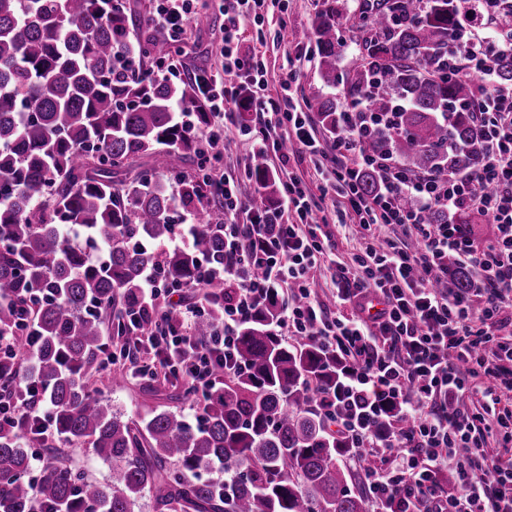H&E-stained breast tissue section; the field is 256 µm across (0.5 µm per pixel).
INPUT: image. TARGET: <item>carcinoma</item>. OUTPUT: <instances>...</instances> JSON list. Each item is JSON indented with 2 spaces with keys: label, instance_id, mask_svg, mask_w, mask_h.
Returning a JSON list of instances; mask_svg holds the SVG:
<instances>
[{
  "label": "carcinoma",
  "instance_id": "1",
  "mask_svg": "<svg viewBox=\"0 0 512 512\" xmlns=\"http://www.w3.org/2000/svg\"><path fill=\"white\" fill-rule=\"evenodd\" d=\"M340 0H322L302 39L315 43L323 85L336 86L344 43ZM479 15L476 0H376L365 4L364 69L347 80L381 123L366 148L384 150L415 171L468 172L484 161L485 132L473 120L477 79L450 72L451 35ZM171 47L149 32L128 0H0V335H21L33 317L41 344L31 375L46 390L51 422L69 442L87 440L116 472L112 488L87 480L59 456L37 487L28 479L23 435L0 426V512H135L152 493L157 512H368L338 461L346 442L314 408L310 380L329 387L339 363L317 343L274 336L284 308L272 293L239 328L244 370L203 395L191 422L163 410L124 420L90 388L103 336L122 331L120 305L141 301L143 276L159 262L167 278L194 280L198 258L224 264V206L211 179L185 165L203 160L178 113L208 124L195 78L172 81L146 61ZM500 84L512 83V55L489 49ZM323 127L336 131V100L315 98ZM162 168L174 178L157 176ZM251 176L274 205L279 188L260 164ZM184 217L197 225L187 249L166 248ZM77 227L107 252L94 262L62 227ZM448 277L470 273L448 256ZM209 335L224 314V282L209 285ZM231 478L218 494L202 472Z\"/></svg>",
  "mask_w": 512,
  "mask_h": 512
}]
</instances>
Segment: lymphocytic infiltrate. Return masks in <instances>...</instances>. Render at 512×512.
<instances>
[{
	"label": "lymphocytic infiltrate",
	"instance_id": "lymphocytic-infiltrate-1",
	"mask_svg": "<svg viewBox=\"0 0 512 512\" xmlns=\"http://www.w3.org/2000/svg\"><path fill=\"white\" fill-rule=\"evenodd\" d=\"M200 0H155L153 20L165 38L186 34ZM263 0H224V76L204 80L211 120L196 128L191 113L180 115L204 145L222 142L239 110L255 116L259 135L251 156L282 152L285 142L308 157L342 197L340 224L355 222L363 243L350 262L336 265V307L327 309L310 283L322 266L329 242L320 236L318 206L308 187L292 179L281 206L261 209L239 185L220 175L224 199V263L199 259L195 280L170 282L147 270L142 304L125 315L134 339L120 336L105 347L99 368L122 366L134 378H163L208 392L218 374L242 370L238 328L251 321L269 290L290 292L277 321L283 340L315 341L341 359L332 386H312L318 411L349 441L348 460L369 456L365 469L371 512H512V86L491 84L483 66L487 38L455 37L452 67L477 74L475 118L486 132L482 165L464 174L417 173L365 142L372 115L352 107L339 113L338 136L327 143L295 95L293 80L270 97L268 71L256 51L241 48V29ZM378 179L376 194L360 184L363 170ZM468 209L493 228L492 238L461 232L456 224H431L433 209ZM401 235H383V227ZM471 273L470 288L435 287L430 272L445 268L448 256ZM255 269L247 278L242 268ZM229 289L224 315L208 338L195 334L208 313L204 289L214 280ZM196 294L187 303L188 294ZM478 396L473 407L449 406V399ZM19 404L0 399V422L35 425L46 432L45 396L25 383ZM404 423L400 436L377 431L384 410Z\"/></svg>",
	"mask_w": 512,
	"mask_h": 512
}]
</instances>
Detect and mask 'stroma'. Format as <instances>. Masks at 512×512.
<instances>
[{
  "instance_id": "35a3bbf8",
  "label": "stroma",
  "mask_w": 512,
  "mask_h": 512,
  "mask_svg": "<svg viewBox=\"0 0 512 512\" xmlns=\"http://www.w3.org/2000/svg\"><path fill=\"white\" fill-rule=\"evenodd\" d=\"M320 4L321 0H288V9L284 12L268 5L263 11L262 25L246 24L244 46L248 49L258 48L264 52L269 72L270 97H277L279 81L289 69L290 58L295 57L298 52V36L310 27ZM359 16L360 0H347L338 19V28L345 49L338 65L342 80L333 88L332 94L338 108L342 110L350 106L346 79L357 70L361 59L364 30ZM223 22L222 0H207L206 7L191 22L184 39L179 43L178 54L173 57L174 64L182 74L205 71L216 76L222 75ZM247 152L245 137L240 129H229L219 167L221 171L237 180L243 194L258 198L261 197L262 191L247 176ZM92 388L115 411L136 421L147 419L153 412L170 407L180 410L190 419L198 414V396L185 395L177 402H170L166 395L173 390L174 385L164 380L127 378L117 371L108 374L98 371L94 374ZM54 448L61 451L66 465L83 472L89 480L99 484L113 482L114 471L111 464L102 460L91 445L69 444L53 429L46 433L43 447L32 451L31 481L40 479L49 462L50 451Z\"/></svg>"
}]
</instances>
